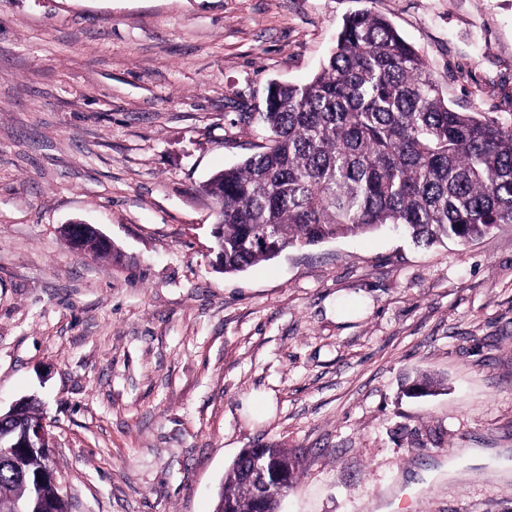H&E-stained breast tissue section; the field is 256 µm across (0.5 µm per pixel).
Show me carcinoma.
I'll use <instances>...</instances> for the list:
<instances>
[{
  "mask_svg": "<svg viewBox=\"0 0 512 512\" xmlns=\"http://www.w3.org/2000/svg\"><path fill=\"white\" fill-rule=\"evenodd\" d=\"M255 120L259 151L216 173L215 246L224 273L287 247L400 229L417 243H470L512 224V126L448 106L419 51L371 10L347 15L320 70L302 84H271ZM28 399L0 416V512H64L46 474L51 451L17 449L21 425L38 418ZM289 484L267 487L233 462L214 512H280L297 454L260 449Z\"/></svg>",
  "mask_w": 512,
  "mask_h": 512,
  "instance_id": "cac0c4a2",
  "label": "carcinoma"
}]
</instances>
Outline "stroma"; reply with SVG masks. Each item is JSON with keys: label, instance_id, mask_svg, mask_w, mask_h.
<instances>
[{"label": "stroma", "instance_id": "obj_1", "mask_svg": "<svg viewBox=\"0 0 512 512\" xmlns=\"http://www.w3.org/2000/svg\"><path fill=\"white\" fill-rule=\"evenodd\" d=\"M361 9L512 125V0H0V413L40 401L71 512H212L267 444L302 457L281 512H512V224L219 268L202 185ZM87 233L94 235L103 248H105L108 252H112L111 240L104 236L96 227L92 225L84 224L81 222H74L71 224H65L60 229V234L66 245L74 251L82 250L83 241ZM83 249H90L97 254L108 253L100 247L98 242L92 236L86 238Z\"/></svg>", "mask_w": 512, "mask_h": 512}]
</instances>
